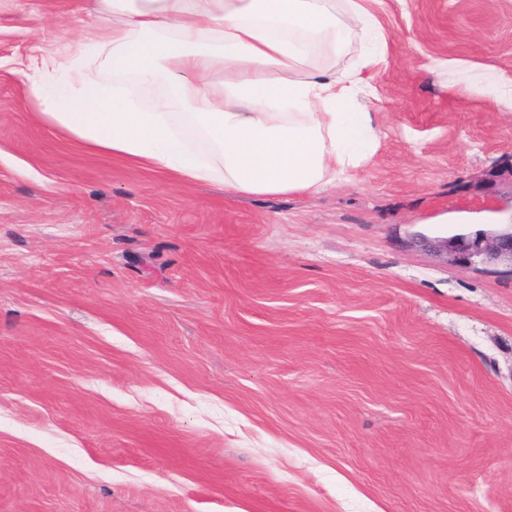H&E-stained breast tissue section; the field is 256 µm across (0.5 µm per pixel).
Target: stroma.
Wrapping results in <instances>:
<instances>
[{"label": "stroma", "mask_w": 512, "mask_h": 512, "mask_svg": "<svg viewBox=\"0 0 512 512\" xmlns=\"http://www.w3.org/2000/svg\"><path fill=\"white\" fill-rule=\"evenodd\" d=\"M372 11L373 155L246 196L43 120L34 27L112 10L0 0V512H512V271L418 241L512 211V0Z\"/></svg>", "instance_id": "stroma-1"}]
</instances>
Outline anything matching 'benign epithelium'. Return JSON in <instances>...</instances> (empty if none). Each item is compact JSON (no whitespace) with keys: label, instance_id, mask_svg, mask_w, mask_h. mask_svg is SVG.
Wrapping results in <instances>:
<instances>
[{"label":"benign epithelium","instance_id":"benign-epithelium-1","mask_svg":"<svg viewBox=\"0 0 512 512\" xmlns=\"http://www.w3.org/2000/svg\"><path fill=\"white\" fill-rule=\"evenodd\" d=\"M424 246L451 253L462 268L476 263H499L512 267V223L498 229L460 234L443 240L421 239Z\"/></svg>","mask_w":512,"mask_h":512}]
</instances>
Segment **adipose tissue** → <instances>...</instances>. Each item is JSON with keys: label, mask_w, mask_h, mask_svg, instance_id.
I'll return each mask as SVG.
<instances>
[{"label": "adipose tissue", "mask_w": 512, "mask_h": 512, "mask_svg": "<svg viewBox=\"0 0 512 512\" xmlns=\"http://www.w3.org/2000/svg\"><path fill=\"white\" fill-rule=\"evenodd\" d=\"M112 24L43 51L26 92L65 135L188 182L220 181L239 194L316 192L346 181L378 139L361 77L325 69L295 76L311 43L341 40L329 0H104ZM111 49L112 86L82 80L79 64ZM165 75L168 98L144 110L129 79ZM201 138L213 156L202 161Z\"/></svg>", "instance_id": "obj_1"}]
</instances>
